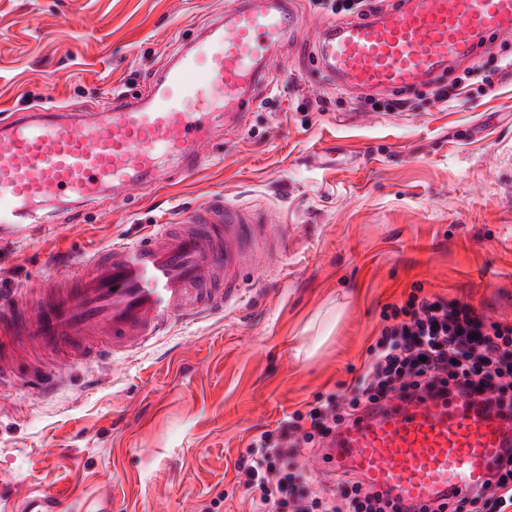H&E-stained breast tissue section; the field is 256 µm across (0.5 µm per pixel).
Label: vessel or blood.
I'll use <instances>...</instances> for the list:
<instances>
[{
	"label": "vessel or blood",
	"instance_id": "obj_1",
	"mask_svg": "<svg viewBox=\"0 0 512 512\" xmlns=\"http://www.w3.org/2000/svg\"><path fill=\"white\" fill-rule=\"evenodd\" d=\"M299 0H232L135 96L114 98L103 125L57 112L29 113L0 127V233L46 223L44 199L125 196L174 160L195 173L211 142L213 110L230 123L269 84L268 53L303 21ZM512 33V0H397L347 21H329L315 52L338 85L411 94L495 52ZM256 209L221 201L180 224L102 248L70 272L0 302V384L16 378L13 353L54 348L83 362L145 349L172 325L233 306L251 254L286 250ZM512 446V409L486 394L455 390L394 398L361 408L325 440L315 463L324 476L355 475L376 492L421 512L482 489Z\"/></svg>",
	"mask_w": 512,
	"mask_h": 512
}]
</instances>
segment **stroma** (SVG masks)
<instances>
[{
  "label": "stroma",
  "mask_w": 512,
  "mask_h": 512,
  "mask_svg": "<svg viewBox=\"0 0 512 512\" xmlns=\"http://www.w3.org/2000/svg\"><path fill=\"white\" fill-rule=\"evenodd\" d=\"M229 0H0V124L34 107L99 120L138 91ZM243 124L212 120L199 173L166 169L128 198L46 202L48 225L0 242V292L17 296L145 224L215 201L260 209L286 253L252 267L237 305L176 325L112 366L67 368L41 396L27 365L0 389V512L58 498L68 512H249L237 462L251 439L315 396H344L413 283L512 320V77L505 48L392 112L311 68L331 15L303 5ZM495 79L484 90L481 79ZM56 264H46V257Z\"/></svg>",
  "instance_id": "obj_1"
}]
</instances>
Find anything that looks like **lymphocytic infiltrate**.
I'll return each instance as SVG.
<instances>
[{
    "mask_svg": "<svg viewBox=\"0 0 512 512\" xmlns=\"http://www.w3.org/2000/svg\"><path fill=\"white\" fill-rule=\"evenodd\" d=\"M383 326L353 378L344 402H316L287 416L276 432L265 431L237 463L252 512H400L388 498L353 477L336 487L316 486L296 462L362 406L432 390L435 384L465 393L473 389L497 402L512 399V323L488 318L460 299H443L413 285L402 304L385 305ZM512 507V447L505 449L488 488L424 512H506Z\"/></svg>",
    "mask_w": 512,
    "mask_h": 512,
    "instance_id": "1",
    "label": "lymphocytic infiltrate"
}]
</instances>
